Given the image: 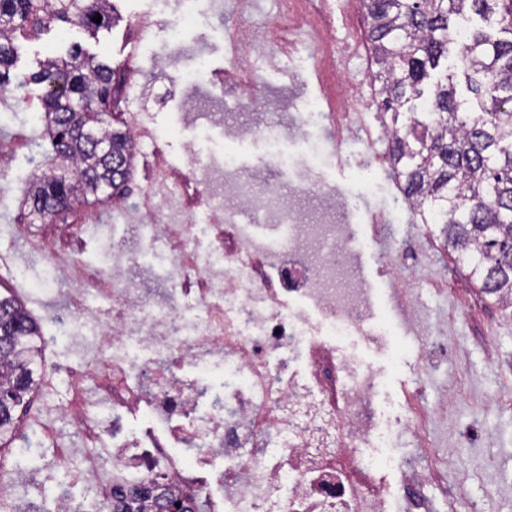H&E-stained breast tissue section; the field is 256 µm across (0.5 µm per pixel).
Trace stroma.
<instances>
[{
    "label": "stroma",
    "mask_w": 512,
    "mask_h": 512,
    "mask_svg": "<svg viewBox=\"0 0 512 512\" xmlns=\"http://www.w3.org/2000/svg\"><path fill=\"white\" fill-rule=\"evenodd\" d=\"M314 2L333 31L337 52L349 56L348 84L361 87L368 80V48L351 47L350 36L355 31H367L363 0ZM113 4V24L101 28L96 37L69 24L43 30L35 39L16 37L18 59L11 77L22 80L38 71L48 57L65 55L74 45L111 64L118 99H130V109L138 113L139 124L160 135L157 145H146L143 154L133 160L123 193L127 203H135L142 192L161 189L163 175L153 161L158 150L165 157L166 168L183 172L188 169L190 156L216 164L227 151L236 153L243 169L255 168L266 156L270 135L231 142L224 134L225 119L252 126L260 123L262 114L274 103L290 98L300 107L320 95L316 59L310 52L282 53L273 63L263 55H253L250 66L255 83L247 95L225 79L224 72L231 67L225 44L237 19L231 11L222 10L219 0H201L198 13L189 17L182 15L180 0H113ZM151 14L160 21L155 41L168 57L166 68L161 71L154 62H143V76L131 82L127 79V59L140 39L137 20ZM172 26L182 30L183 42L168 41L166 31ZM200 54L206 58L211 81L183 83L182 72L192 68ZM323 135L320 128L303 125L278 138L291 162L288 171L280 176L282 186L290 187L294 179L305 174L312 178V193L299 201L305 214L312 219L317 217L319 208L326 203L320 192L324 186L344 192L361 223L371 214L394 208L395 188L380 180L372 166L373 153H388L389 141H379L372 149L350 145L347 162L339 165L311 154V143ZM0 141L40 150L33 170L0 173V247H10L14 261L28 269L23 280L0 275V294H17L48 334L54 328L55 316L63 313L64 304L43 288L40 273L46 257L35 249V242L55 236L58 224L71 225L73 231L62 241V248L107 274L112 269L108 241L122 240L132 247L141 231L127 212L81 199L73 201L58 220L22 223L25 191L36 177L53 168L55 155L44 126L30 122L28 112L11 100L0 102ZM427 232L418 215L405 214L400 221L386 225L378 243L361 251L357 262L364 281L377 288L373 312L384 323H401L399 308L391 299L392 281L396 278L414 285L421 294V318L449 315L447 359L419 365V342L412 338L401 341L396 352L350 340L344 346L378 371L383 405L400 404L406 393L419 385L424 388L421 399L425 402L432 401L445 383L457 385L456 411L448 419V451L460 462L467 481L464 501L453 512H466L465 502L469 499L478 503L480 512H512V407L491 410L485 402L486 396L494 392L512 397V310L480 293L466 272L454 264L438 237L414 264L385 268L384 260L394 246ZM440 280L447 281V294L431 292V284ZM13 465L26 484L20 512H48L52 499L62 492L86 510L91 508L96 496L94 488L71 482L67 468L52 449L31 450L14 458Z\"/></svg>",
    "instance_id": "35a3bbf8"
}]
</instances>
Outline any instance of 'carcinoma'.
<instances>
[{"mask_svg": "<svg viewBox=\"0 0 512 512\" xmlns=\"http://www.w3.org/2000/svg\"><path fill=\"white\" fill-rule=\"evenodd\" d=\"M370 78L390 116V159L419 214L439 225L453 260L481 292L512 306V0H364ZM101 16V22L92 18ZM475 19L465 44L457 23ZM90 35L111 22V0H0V86L16 62L14 39L52 23ZM465 56V91L454 74L424 85L449 54ZM25 83L45 85L46 128L61 164L32 183L33 218L56 215L81 196L122 192L133 144L113 127L112 67L76 46L50 58ZM41 327L12 296L0 295V444L17 429V412L38 385ZM197 512L155 476L134 495L112 498L110 512Z\"/></svg>", "mask_w": 512, "mask_h": 512, "instance_id": "carcinoma-1", "label": "carcinoma"}]
</instances>
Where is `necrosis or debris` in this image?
I'll use <instances>...</instances> for the list:
<instances>
[{
	"mask_svg": "<svg viewBox=\"0 0 512 512\" xmlns=\"http://www.w3.org/2000/svg\"><path fill=\"white\" fill-rule=\"evenodd\" d=\"M301 47L315 48L323 60V94L306 106L305 116L336 129L335 137L314 143V152L338 159L351 142L371 146L385 138V127L344 120V113L370 106L378 92L371 86L349 98L341 94L333 40L312 18L307 0H281L263 31L237 28L231 53L238 86L251 83L239 67L249 51L273 55ZM289 164L274 148L265 167L249 173L234 153H225L221 217L210 224L217 244L203 258L191 245L196 235L181 208L182 173L166 171L167 195L148 194L138 203L148 222L139 250L116 241L113 256L134 265L140 253L160 254L178 279L195 282L194 307L175 296L150 299L117 269L108 279L112 316L103 319L85 305L106 280L101 272L51 251L45 284L63 297L74 320L66 337L101 351L96 367L112 394L90 393L79 377L70 379L67 413L93 452L77 454L49 420L38 437L59 458H79L75 478L95 488L97 512H106L113 489L159 473L201 512H431L425 487L447 484L438 440L417 399L383 409L372 369L339 346L346 338H374L371 294L354 258L397 215L383 212L371 224H358L340 196L319 219L306 220L280 190L278 177ZM242 209L272 217L278 241L244 235L225 250L224 230ZM284 291L305 297L321 314L320 325L305 311L286 309L279 299ZM189 367L223 375V395H210L206 385L189 379ZM92 408L108 412L107 425L89 416ZM141 408L152 426L135 433L125 417ZM407 434L418 447L412 461L402 452ZM178 445L190 447V458H175Z\"/></svg>",
	"mask_w": 512,
	"mask_h": 512,
	"instance_id": "4bbe7bcc",
	"label": "necrosis or debris"
}]
</instances>
